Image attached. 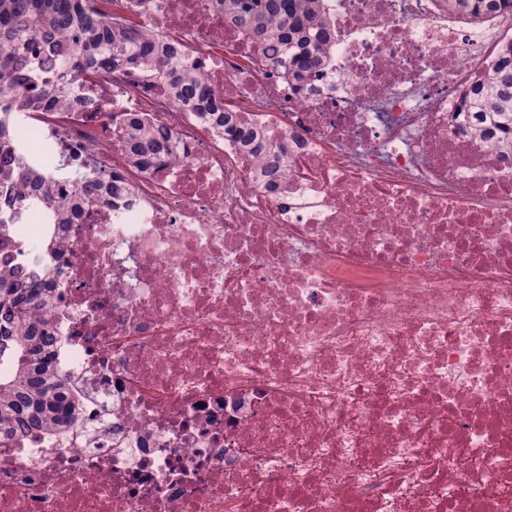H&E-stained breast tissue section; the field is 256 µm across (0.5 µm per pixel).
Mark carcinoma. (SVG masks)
Returning <instances> with one entry per match:
<instances>
[{"label":"carcinoma","mask_w":512,"mask_h":512,"mask_svg":"<svg viewBox=\"0 0 512 512\" xmlns=\"http://www.w3.org/2000/svg\"><path fill=\"white\" fill-rule=\"evenodd\" d=\"M113 0H0V206L43 207L53 224H69L100 181L82 159L57 158L51 144L36 146L39 161L27 164L20 150L18 119L35 112L44 117L79 103L61 82L65 75L89 77L112 67L145 74L169 88L189 111L214 117L215 125L233 133L259 153L260 167L271 182L283 163L253 131L234 125L233 113L210 101L193 67L178 71L166 65L176 44L134 24L116 25L107 14ZM224 21L263 36L271 56L282 44L299 48L289 70L302 81L323 65L331 32L324 0H223ZM448 10L490 20L512 13V0H448ZM55 74V81H44ZM470 110L492 119L499 143L512 149V37L492 48L490 63L473 88ZM130 159L139 167L169 153L171 135L138 116L121 125ZM20 245L9 225L0 222V359L13 374L0 379V440L20 433L52 432L73 420L65 382L54 366L60 339L50 321L56 302L45 288L52 272L37 257L15 261Z\"/></svg>","instance_id":"obj_1"}]
</instances>
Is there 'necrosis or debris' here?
<instances>
[{"label": "necrosis or debris", "instance_id": "4bbe7bcc", "mask_svg": "<svg viewBox=\"0 0 512 512\" xmlns=\"http://www.w3.org/2000/svg\"><path fill=\"white\" fill-rule=\"evenodd\" d=\"M289 78L221 0H119L174 36L255 153L155 80L99 72L26 141L129 191L55 236V357L76 423L0 446V512H512V154L473 134L485 25L448 0H328ZM171 157L129 163L120 120Z\"/></svg>", "mask_w": 512, "mask_h": 512}]
</instances>
